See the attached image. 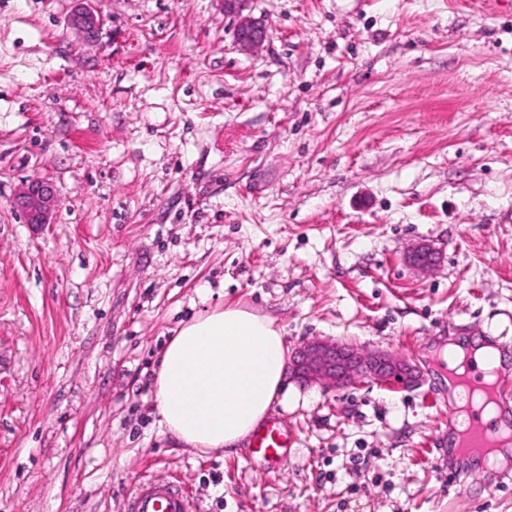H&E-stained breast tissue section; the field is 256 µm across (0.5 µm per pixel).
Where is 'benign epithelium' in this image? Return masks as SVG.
<instances>
[{"instance_id":"1","label":"benign epithelium","mask_w":512,"mask_h":512,"mask_svg":"<svg viewBox=\"0 0 512 512\" xmlns=\"http://www.w3.org/2000/svg\"><path fill=\"white\" fill-rule=\"evenodd\" d=\"M92 0H81L69 18L70 26L92 40L104 23L103 16L92 6ZM249 0H224V16L234 22V37L244 51L259 49L266 40L267 29L256 19L244 14ZM57 204L54 185L48 180L34 179L23 184L12 198L13 209L28 224H47ZM408 262L421 270L433 268L437 252L428 243H417L407 252ZM288 372L294 379L322 387L341 388L355 379H371L385 383L392 379L416 380L415 369L407 361L385 352L362 354L336 342L312 339L302 342L292 352Z\"/></svg>"}]
</instances>
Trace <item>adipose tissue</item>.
Returning a JSON list of instances; mask_svg holds the SVG:
<instances>
[{
  "label": "adipose tissue",
  "mask_w": 512,
  "mask_h": 512,
  "mask_svg": "<svg viewBox=\"0 0 512 512\" xmlns=\"http://www.w3.org/2000/svg\"><path fill=\"white\" fill-rule=\"evenodd\" d=\"M286 350L273 320L225 306L186 323L155 381L161 422L192 447L231 450L282 393Z\"/></svg>",
  "instance_id": "ef3b65f1"
}]
</instances>
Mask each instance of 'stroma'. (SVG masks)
<instances>
[{
  "mask_svg": "<svg viewBox=\"0 0 512 512\" xmlns=\"http://www.w3.org/2000/svg\"><path fill=\"white\" fill-rule=\"evenodd\" d=\"M74 5L0 0V512H122L149 478L193 512H512V477L435 463L449 340L512 343V0H250L254 53L224 0H95L91 43ZM228 304L419 380L286 378L275 469L187 446L160 357ZM81 6L69 18L70 26L83 35L87 41H92L104 23L103 16L90 3L92 0L78 1ZM249 0H224V16L234 22V37L237 45L243 50L254 52L266 40L267 29L256 19L244 15ZM11 203L27 224H49L57 204L56 189L49 180L34 179L17 190ZM437 258V252L432 245L424 242L412 245L407 252L408 262L421 270L433 268Z\"/></svg>",
  "mask_w": 512,
  "mask_h": 512,
  "instance_id": "1",
  "label": "stroma"
}]
</instances>
